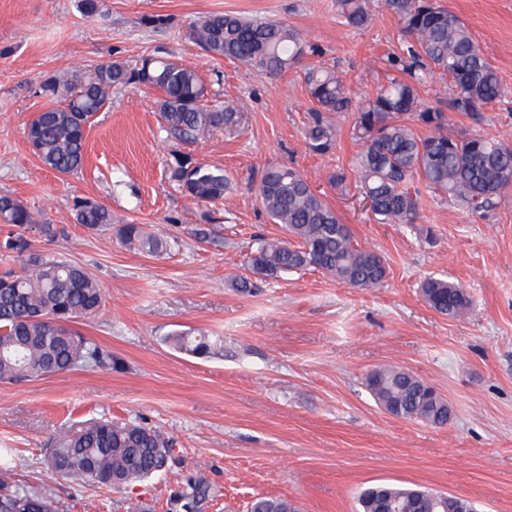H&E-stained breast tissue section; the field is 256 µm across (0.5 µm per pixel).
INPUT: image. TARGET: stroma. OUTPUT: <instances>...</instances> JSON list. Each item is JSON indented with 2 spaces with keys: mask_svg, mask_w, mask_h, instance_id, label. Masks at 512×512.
Segmentation results:
<instances>
[{
  "mask_svg": "<svg viewBox=\"0 0 512 512\" xmlns=\"http://www.w3.org/2000/svg\"><path fill=\"white\" fill-rule=\"evenodd\" d=\"M100 15L77 0H0V193L55 224L35 248L85 266L105 305L78 329L119 362L44 378L0 381V448L11 449V483L52 500L56 512H128L142 500L155 512H183L186 478H203L202 512H247L257 496L282 497L297 512H357L360 490L378 482L425 486L470 499L477 512H512V193L471 213L427 192L413 224L374 220L352 167L360 146L353 113L341 114L335 148L311 152L313 104L304 76L274 79L215 59L187 36L193 19L217 12L282 21L316 49L308 63L335 69L354 98L401 75L407 57L398 17L368 0L367 29L343 26L336 0H101ZM458 15L496 67L505 94L477 112L456 111L448 82L418 88L448 116V132L482 134L512 146V0H439ZM159 15L162 28L145 26ZM165 47L234 105L242 122L187 146L222 166L223 200L187 197L166 174L176 145L159 123L157 91L113 92L87 129L81 171L41 163L24 129L48 105L40 82L55 72L120 60L135 65ZM270 162L296 167L348 224L358 245L380 254L387 277L353 288L307 269L233 286L248 276L256 238L283 239L250 181ZM347 175L345 185L328 177ZM77 198L100 201L117 224H144L168 242L147 253L115 232L76 224ZM460 283L472 303L459 317L436 313L420 285ZM201 331L221 338L218 355L176 351L168 338ZM398 366L432 386L452 413L441 427L387 413L365 385L367 373ZM155 428L176 441L164 472L120 489L58 477L49 440L79 422Z\"/></svg>",
  "mask_w": 512,
  "mask_h": 512,
  "instance_id": "35a3bbf8",
  "label": "stroma"
}]
</instances>
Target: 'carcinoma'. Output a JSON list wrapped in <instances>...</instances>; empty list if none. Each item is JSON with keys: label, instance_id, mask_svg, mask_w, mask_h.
Listing matches in <instances>:
<instances>
[{"label": "carcinoma", "instance_id": "obj_1", "mask_svg": "<svg viewBox=\"0 0 512 512\" xmlns=\"http://www.w3.org/2000/svg\"><path fill=\"white\" fill-rule=\"evenodd\" d=\"M341 22L353 29L368 28L373 17L365 0H336ZM400 19L413 59L408 78L390 79L375 95L353 107L346 81L331 70L304 67L315 115L307 129L309 149L331 151L337 141L332 115L355 111L352 135L361 142L354 163L358 182L370 199L379 224H413L419 217L423 193L447 196L472 211L494 204L512 187V148L494 138L474 135L459 139L447 132L445 113L425 105L417 85L438 73L455 89L460 112H478L497 101L503 88L496 67L461 19L438 0H387ZM192 41L212 57L228 58L258 68L273 78L303 67L308 46L288 25L268 19H247L235 13H212L188 24ZM135 86L160 92L161 131L165 138L189 145L211 129L239 125L241 114L224 104L220 94L168 57L159 47L130 67L124 62L67 70L45 77L40 94L51 105L27 125L25 137L38 159L60 174H73L84 164L88 120L112 106V90ZM412 116L425 130L419 134L405 123ZM168 178L190 198H224L229 179L224 168L195 161L175 151ZM257 193L267 215L284 225L292 240L257 242L249 259L255 275L280 274L313 267L353 288H375L387 275L384 259L353 243L351 231L296 168L270 164L260 174ZM72 210L85 228L112 227L109 208L90 198H77ZM0 224L9 231L0 241V256L20 262L25 272L0 273V380L39 378L76 367L110 369L114 362L73 325L94 318L104 294L84 267L55 256L30 254L29 233L51 239L58 229L10 194H0ZM125 245L148 253L167 249V242L142 224H123L117 231ZM424 301L437 313L457 317L470 305L458 284L429 277L420 285ZM173 348L196 357L214 355L207 336L175 333ZM366 386L374 398L397 417L434 427L447 424L448 402L401 368L369 373ZM174 438L137 424L115 425L90 419L55 435L47 463L57 475L121 488L162 471L174 453ZM413 490L376 484L361 491L360 512H373L387 498L409 506ZM210 496L201 477H190L177 501L184 512H199ZM255 512H295L284 498L258 497ZM0 512H56L52 502L23 487L0 494Z\"/></svg>", "mask_w": 512, "mask_h": 512}]
</instances>
